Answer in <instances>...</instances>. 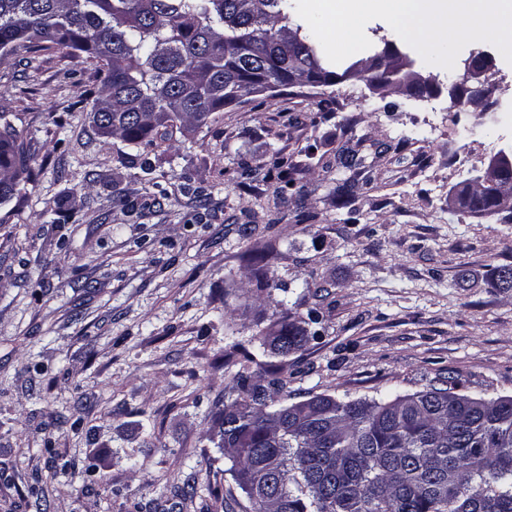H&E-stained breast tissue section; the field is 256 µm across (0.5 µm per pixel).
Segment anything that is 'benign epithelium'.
Instances as JSON below:
<instances>
[{"instance_id":"obj_1","label":"benign epithelium","mask_w":512,"mask_h":512,"mask_svg":"<svg viewBox=\"0 0 512 512\" xmlns=\"http://www.w3.org/2000/svg\"><path fill=\"white\" fill-rule=\"evenodd\" d=\"M492 67L493 58L489 53L472 52L463 60L462 79L444 86L433 73L418 70L416 61L409 54L386 42L382 49L374 51L366 58L336 70L334 83L362 79L375 94L385 96L397 91L415 100L437 97L445 89L449 101L454 104L460 102L466 106L478 102L490 111L493 109L491 99L485 96L482 90L490 87L488 72ZM385 68L403 72L405 78L398 82L389 78L382 79L378 73ZM276 87L278 84L263 79L245 81L229 91L224 96V101L229 104L239 103L248 96L267 92ZM504 165H512V146L500 150L481 176L460 186L457 192L448 198V207L467 209L474 199L480 197L486 188L491 186L496 201L493 211H512V179L498 176V171Z\"/></svg>"}]
</instances>
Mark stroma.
<instances>
[{
  "instance_id": "1",
  "label": "stroma",
  "mask_w": 512,
  "mask_h": 512,
  "mask_svg": "<svg viewBox=\"0 0 512 512\" xmlns=\"http://www.w3.org/2000/svg\"><path fill=\"white\" fill-rule=\"evenodd\" d=\"M94 85L84 55L0 52V114L38 161L0 208V512H249L209 439L214 402L243 355L275 364L263 331L312 307L274 403L450 375L512 396V212L448 207L512 145V90L491 117L361 80L281 87L175 136L146 174L134 145L97 134ZM357 139L380 149L345 206L325 164ZM277 152L299 165L304 220L274 180L233 176Z\"/></svg>"
}]
</instances>
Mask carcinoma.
I'll return each instance as SVG.
<instances>
[{
  "label": "carcinoma",
  "instance_id": "1",
  "mask_svg": "<svg viewBox=\"0 0 512 512\" xmlns=\"http://www.w3.org/2000/svg\"><path fill=\"white\" fill-rule=\"evenodd\" d=\"M288 0H0V51L66 48L97 72L93 122L149 154L177 131L200 128L224 110V88L251 77L288 73ZM296 71L336 64L311 33L301 34ZM36 156L0 115V207L30 181ZM358 150L344 146L336 181L347 204L359 188ZM296 165L275 153L283 202ZM283 364L308 340L283 320ZM242 396L214 403L213 433L230 446L229 472L250 512H512V396L458 394L459 377L390 399L325 396L300 415L294 404L268 403L267 387L237 377Z\"/></svg>",
  "mask_w": 512,
  "mask_h": 512
}]
</instances>
